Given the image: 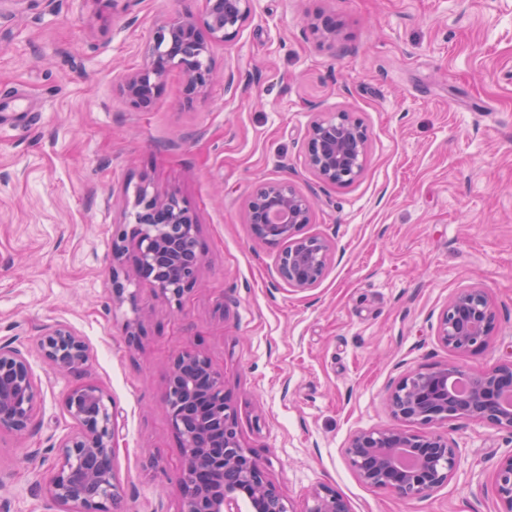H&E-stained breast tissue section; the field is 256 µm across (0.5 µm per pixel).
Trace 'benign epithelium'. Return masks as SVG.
Segmentation results:
<instances>
[{
	"instance_id": "7a95c632",
	"label": "benign epithelium",
	"mask_w": 512,
	"mask_h": 512,
	"mask_svg": "<svg viewBox=\"0 0 512 512\" xmlns=\"http://www.w3.org/2000/svg\"><path fill=\"white\" fill-rule=\"evenodd\" d=\"M251 0H202L198 12L171 15L153 27L142 46L143 63L123 75L119 91L134 110L150 106L172 70L182 76L188 101H203L218 80L213 48L236 39L251 17ZM368 152L364 127L343 112H327L308 131L304 162L316 179L335 185L356 180ZM313 213L311 198L282 181L260 184L247 203L246 220L260 241L282 242L278 274L291 288L316 285L331 261L334 245L319 233L298 236ZM134 222L114 245L115 259L129 251L135 263L119 280L112 270L113 298H134L131 280L149 283L165 300L182 305L200 276L199 224L194 207L151 184L138 186L131 204ZM498 313L485 289L466 288L441 310L437 338L463 357L485 348L496 331ZM41 356L58 370L83 374L85 342L63 324L50 325L38 343ZM512 360L482 370L440 365L408 372L387 398L395 423L352 434L345 456L359 480L405 499L430 496L448 483L460 449L448 437L417 431L448 419H467L512 434ZM41 392L27 353L0 344V433L25 435ZM162 405L179 440L181 512H351L345 498L328 485L311 488L296 510L268 476L269 461L241 437L238 413L226 391L224 371L195 347L185 345L169 367ZM64 407L74 429L56 446L46 491L66 512H111L120 484L112 465L117 418L106 391L81 382ZM498 512H512V450L496 463Z\"/></svg>"
}]
</instances>
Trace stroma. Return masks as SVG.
<instances>
[{
  "mask_svg": "<svg viewBox=\"0 0 512 512\" xmlns=\"http://www.w3.org/2000/svg\"><path fill=\"white\" fill-rule=\"evenodd\" d=\"M201 0H0V344L28 349L41 390L29 437L0 434V512H61L37 483L73 428L64 399L78 380L117 415V512H180L178 440L161 405L175 352L191 345L224 370L246 444L294 507L335 488L351 512H498V458L512 435L452 419L435 432L459 464L422 500L363 484L344 448L392 424L385 407L408 371L512 359V0H253L216 66L240 75L187 103L171 73L145 111L118 79L143 63L155 24ZM333 19L335 47L311 28ZM346 112L368 134L351 185L305 167L316 111ZM195 208L203 266L176 306L147 283L135 305L112 298V245L141 181ZM315 195L307 234L335 246L313 288L277 275L280 246L245 222L263 181ZM499 311L490 345L458 356L438 316L463 288ZM143 315L139 343L125 320ZM64 323L90 359L82 377L36 350Z\"/></svg>",
  "mask_w": 512,
  "mask_h": 512,
  "instance_id": "35a3bbf8",
  "label": "stroma"
}]
</instances>
